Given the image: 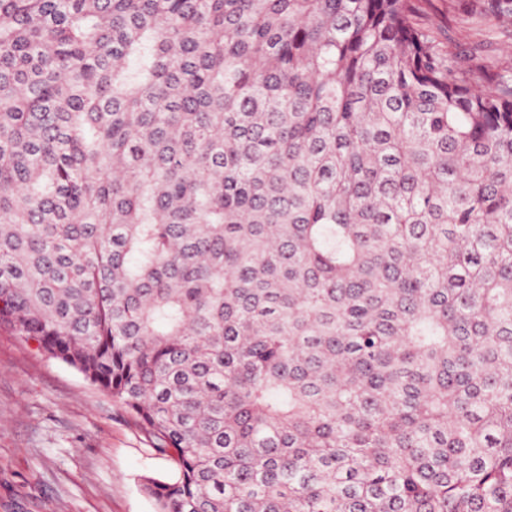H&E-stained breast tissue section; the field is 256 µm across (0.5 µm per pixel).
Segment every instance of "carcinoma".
I'll return each instance as SVG.
<instances>
[{
	"label": "carcinoma",
	"mask_w": 512,
	"mask_h": 512,
	"mask_svg": "<svg viewBox=\"0 0 512 512\" xmlns=\"http://www.w3.org/2000/svg\"><path fill=\"white\" fill-rule=\"evenodd\" d=\"M423 2L0 0V326L155 512H512V68Z\"/></svg>",
	"instance_id": "cac0c4a2"
}]
</instances>
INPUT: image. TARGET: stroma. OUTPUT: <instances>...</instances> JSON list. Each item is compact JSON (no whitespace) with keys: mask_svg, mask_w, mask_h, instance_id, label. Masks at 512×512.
Returning a JSON list of instances; mask_svg holds the SVG:
<instances>
[{"mask_svg":"<svg viewBox=\"0 0 512 512\" xmlns=\"http://www.w3.org/2000/svg\"><path fill=\"white\" fill-rule=\"evenodd\" d=\"M473 0H430L444 43L512 67V30L472 27ZM172 463L109 395L31 340L0 328V512H154L146 479Z\"/></svg>","mask_w":512,"mask_h":512,"instance_id":"35a3bbf8","label":"stroma"}]
</instances>
